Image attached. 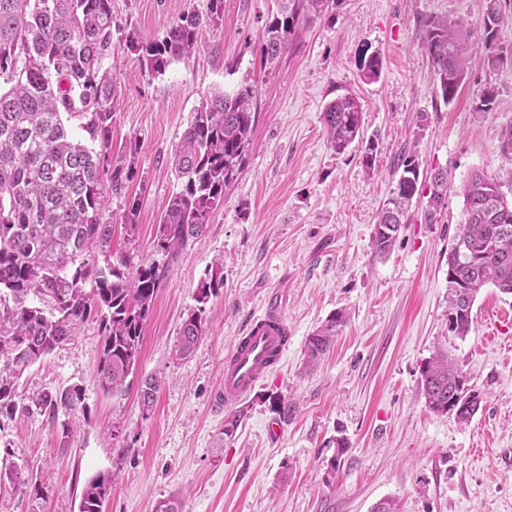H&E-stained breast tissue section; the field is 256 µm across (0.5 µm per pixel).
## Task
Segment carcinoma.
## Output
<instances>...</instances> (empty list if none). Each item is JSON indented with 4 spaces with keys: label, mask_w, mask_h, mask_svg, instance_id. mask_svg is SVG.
<instances>
[{
    "label": "carcinoma",
    "mask_w": 512,
    "mask_h": 512,
    "mask_svg": "<svg viewBox=\"0 0 512 512\" xmlns=\"http://www.w3.org/2000/svg\"><path fill=\"white\" fill-rule=\"evenodd\" d=\"M479 24L446 17L426 23L423 47L444 102L454 100L463 83L473 49L492 43L504 22L501 0H484ZM224 0H208L206 15L190 9L169 25L164 36L144 41L135 29L125 36L128 53L143 67L161 74L173 62L198 50L205 22L223 20ZM298 13L282 11L265 26L261 55L271 61L288 50ZM112 0H0V430L17 415L48 414L69 437L74 423L89 421L92 409L80 384L22 394L23 376L45 356L72 339L78 325L99 316L102 338L97 379L102 391L123 396L132 385L147 321L168 268L154 262L133 263L112 252V230L127 236L138 227L139 203L129 199L119 214L104 208V188L120 195L133 181L132 158L109 159L118 89L108 62L112 57ZM361 77L377 81L383 71L380 53L362 52ZM257 86L243 80L230 92L206 96L193 112L171 165L179 190L170 197L156 234V248L174 260L201 236L224 201V189L242 173L256 123ZM79 120L86 138L74 136L64 118ZM329 147L345 153L363 132L359 102L345 95L322 112ZM400 172L392 196L377 215L374 244L380 254L395 245L414 197L428 189L425 223H437L448 199V171L430 174L419 184L415 158L399 152ZM466 222L448 252V331L463 338L472 326V306L481 288L491 285L512 294V202L500 186L475 171L463 183ZM99 254L103 264L89 262ZM224 287L223 262L197 287L198 307L181 324L175 357L189 356L205 335V305ZM346 324L336 312L308 337L309 358L330 348ZM163 383L160 376L141 380L138 399L148 416ZM448 354L439 351L422 368L426 404L469 422L482 397ZM12 445L0 448V470L39 506L49 499L45 477L9 464ZM112 478L98 474L82 489L78 512H103Z\"/></svg>",
    "instance_id": "cac0c4a2"
}]
</instances>
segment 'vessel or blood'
<instances>
[{"instance_id": "b4317fda", "label": "vessel or blood", "mask_w": 512, "mask_h": 512, "mask_svg": "<svg viewBox=\"0 0 512 512\" xmlns=\"http://www.w3.org/2000/svg\"><path fill=\"white\" fill-rule=\"evenodd\" d=\"M288 323L279 292H270L262 314L253 317L224 359L221 400L233 407L248 397L282 359Z\"/></svg>"}]
</instances>
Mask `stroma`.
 <instances>
[{
    "mask_svg": "<svg viewBox=\"0 0 512 512\" xmlns=\"http://www.w3.org/2000/svg\"><path fill=\"white\" fill-rule=\"evenodd\" d=\"M207 0H112V76L121 89L112 124V156L136 148V176L118 212L138 197V232L116 228L112 249L164 263L156 248L159 218L179 183L170 157L205 95L258 85L257 121L238 180L202 236L190 242L160 288L146 325L137 374L164 384L150 416L135 393L112 397L99 387L101 337L87 320L69 343L34 365L19 390L82 385L90 422L62 436L34 412L6 423L0 442L52 488L46 512H78L81 490L100 473L117 480L104 512H155L175 499L179 512H372L383 499L399 512H512V295L483 288L473 325L448 330V251L466 219L462 183L476 171L503 178L512 162L499 151L512 126L510 22L491 48H478L457 98L444 103L423 50L425 25L448 17L480 22L483 0H330L322 15L301 16L287 52L264 64L261 35L278 0H224V20L200 31L201 49L154 75L123 47V32L162 38L188 9ZM385 61L374 83L360 76L363 50ZM505 60L485 66L488 50ZM494 87L491 110L479 97ZM360 101L366 137L376 139L374 168L362 149L329 147L321 113L336 98ZM413 147L421 180L446 170L452 187L437 223L414 202L395 246H374L376 215L397 178L393 159ZM224 286L205 306L206 335L176 359L179 328L195 309L196 289L215 260ZM279 290L288 351L238 405L243 418L224 436L215 404L224 358L266 295ZM347 323L330 350L311 362L308 336L336 312ZM447 350L483 397L469 423L431 410L421 369ZM288 403L279 417L277 400ZM345 438L344 452L334 441ZM339 465H331L332 456Z\"/></svg>",
    "mask_w": 512,
    "mask_h": 512,
    "instance_id": "obj_1",
    "label": "stroma"
}]
</instances>
